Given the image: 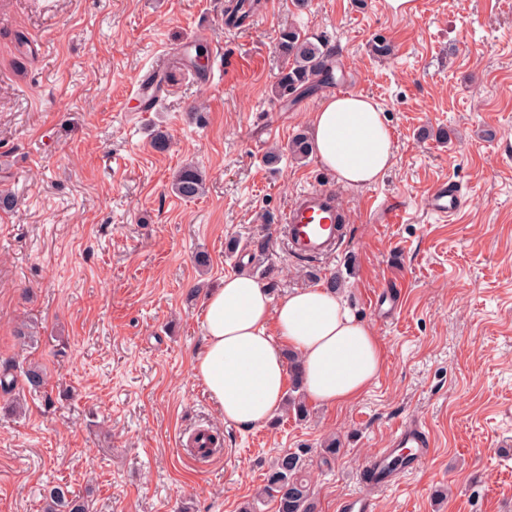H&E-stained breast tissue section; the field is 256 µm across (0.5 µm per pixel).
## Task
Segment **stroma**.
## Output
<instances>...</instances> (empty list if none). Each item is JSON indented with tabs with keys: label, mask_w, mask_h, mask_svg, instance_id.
I'll list each match as a JSON object with an SVG mask.
<instances>
[{
	"label": "stroma",
	"mask_w": 512,
	"mask_h": 512,
	"mask_svg": "<svg viewBox=\"0 0 512 512\" xmlns=\"http://www.w3.org/2000/svg\"><path fill=\"white\" fill-rule=\"evenodd\" d=\"M225 4L0 0V188L17 197L0 211V363L15 364L0 389V512H47L55 484L90 495L91 512H240L279 452L330 436L335 463L311 459L310 475L320 512H337L409 420L436 450L375 492L374 512H512V0H419L404 16L391 0H261L234 27ZM288 26L331 50L337 83L382 107L395 158L376 183L345 185L313 155L266 163L336 94L275 96ZM379 35L388 57L370 52ZM189 41L206 46L212 83L180 63ZM158 60L162 103L136 111L130 88ZM157 129L167 151L152 146ZM188 162L206 176L193 200L171 191ZM448 179L465 205L442 224L421 201ZM312 184L340 193L347 233L305 264L273 228ZM373 197L407 212L380 223ZM261 237L262 264L249 246ZM240 272L276 300L341 280L384 353L358 400L224 422L192 365L206 293ZM391 282L402 303L381 317L369 299ZM198 426L224 448L208 464L179 445Z\"/></svg>",
	"instance_id": "obj_1"
}]
</instances>
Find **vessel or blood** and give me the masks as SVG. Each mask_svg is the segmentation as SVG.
Here are the masks:
<instances>
[{
  "instance_id": "b4317fda",
  "label": "vessel or blood",
  "mask_w": 512,
  "mask_h": 512,
  "mask_svg": "<svg viewBox=\"0 0 512 512\" xmlns=\"http://www.w3.org/2000/svg\"><path fill=\"white\" fill-rule=\"evenodd\" d=\"M464 203L460 188L451 182L436 185L423 199L424 209L446 223L461 211ZM342 212V197L338 192L316 186L300 190L278 227L287 250L294 256L313 259L332 253L338 240L334 218ZM394 448H414L419 458H426L432 452L430 433L416 421L398 426L388 448L382 449L365 470L367 492L343 499L338 512H372V490L386 487L399 478L398 473L389 474L384 470Z\"/></svg>"
}]
</instances>
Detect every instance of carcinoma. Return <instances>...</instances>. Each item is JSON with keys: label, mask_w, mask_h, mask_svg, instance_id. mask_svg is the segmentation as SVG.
<instances>
[{"label": "carcinoma", "mask_w": 512, "mask_h": 512, "mask_svg": "<svg viewBox=\"0 0 512 512\" xmlns=\"http://www.w3.org/2000/svg\"><path fill=\"white\" fill-rule=\"evenodd\" d=\"M256 5L255 0H233L226 13L230 21L240 24ZM278 47L285 60L275 86L278 98L309 94L333 80L331 51L312 42L301 30L294 26L282 29ZM285 153L292 160L302 162L312 154V147L307 137L297 135L286 147L269 153L266 161L276 163ZM204 188V175L194 165L181 167L172 183L173 192L183 199L201 196ZM287 358L292 389L298 392L303 384L301 361L293 352L288 353ZM309 453L308 448L281 451L265 473L263 486L251 501L243 504L240 512H257V504L268 499L275 503L276 512H318L309 479ZM49 512H88V506L67 488L58 485L49 490Z\"/></svg>", "instance_id": "carcinoma-1"}]
</instances>
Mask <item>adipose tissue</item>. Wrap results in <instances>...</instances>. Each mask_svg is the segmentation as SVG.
Wrapping results in <instances>:
<instances>
[{"label": "adipose tissue", "mask_w": 512, "mask_h": 512, "mask_svg": "<svg viewBox=\"0 0 512 512\" xmlns=\"http://www.w3.org/2000/svg\"><path fill=\"white\" fill-rule=\"evenodd\" d=\"M311 130L316 157L346 185L373 184L394 163L385 114L370 97L327 99L313 113ZM201 325L204 346L193 359L194 376L228 423L262 425L280 411L284 346L300 356L308 397L329 407L358 399L384 366L372 329L320 285L275 302L256 279L225 276L205 298Z\"/></svg>", "instance_id": "1"}]
</instances>
